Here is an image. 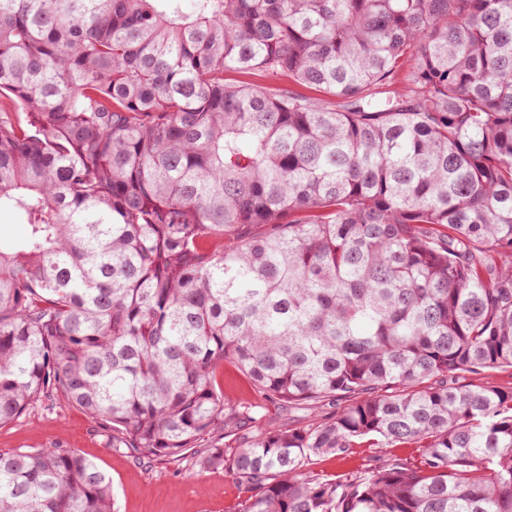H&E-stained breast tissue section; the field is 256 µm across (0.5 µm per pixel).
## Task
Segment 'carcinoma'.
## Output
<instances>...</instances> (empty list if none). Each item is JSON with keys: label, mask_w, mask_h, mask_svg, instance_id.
Here are the masks:
<instances>
[{"label": "carcinoma", "mask_w": 512, "mask_h": 512, "mask_svg": "<svg viewBox=\"0 0 512 512\" xmlns=\"http://www.w3.org/2000/svg\"><path fill=\"white\" fill-rule=\"evenodd\" d=\"M182 2L0 0V425L79 407L237 512H512V388L464 381L512 368V0ZM226 363L341 406L267 427ZM365 438L414 453L308 469ZM0 512L112 483L1 452ZM18 220L7 209L0 211V249L10 250L25 234V226L17 224Z\"/></svg>", "instance_id": "obj_1"}]
</instances>
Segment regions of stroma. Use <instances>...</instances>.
Returning a JSON list of instances; mask_svg holds the SVG:
<instances>
[{"mask_svg": "<svg viewBox=\"0 0 512 512\" xmlns=\"http://www.w3.org/2000/svg\"><path fill=\"white\" fill-rule=\"evenodd\" d=\"M63 446L77 450L110 478L116 512H234L236 481L224 472H190L185 461L159 460L115 448L77 407L36 402L0 426V452Z\"/></svg>", "mask_w": 512, "mask_h": 512, "instance_id": "obj_1", "label": "stroma"}]
</instances>
